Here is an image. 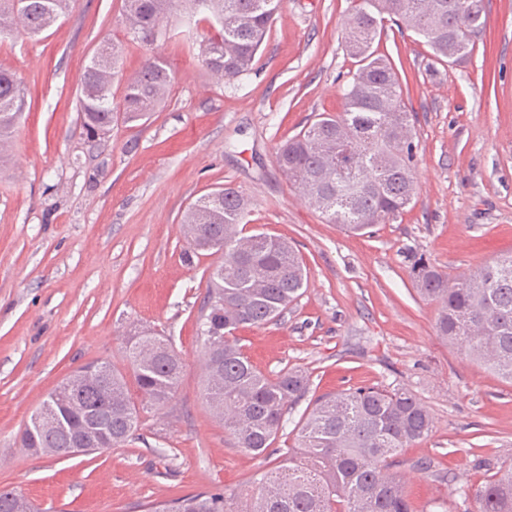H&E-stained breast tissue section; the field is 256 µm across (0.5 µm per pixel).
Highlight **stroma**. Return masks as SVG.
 <instances>
[{
    "label": "stroma",
    "mask_w": 512,
    "mask_h": 512,
    "mask_svg": "<svg viewBox=\"0 0 512 512\" xmlns=\"http://www.w3.org/2000/svg\"><path fill=\"white\" fill-rule=\"evenodd\" d=\"M350 6L283 0L253 71L233 87L203 66L207 32L184 10L145 44L128 34L122 0H73L51 29L0 43V67L21 79L27 101L0 156V489L43 512H146L199 490L239 489L277 466L284 440L260 457L241 451L202 394L197 319L217 258L188 253L180 216L225 185L252 201L247 232L287 238L308 272L280 318L236 332L264 375L309 374L286 431L326 393L412 391L434 423L397 469L418 512H464L457 490L484 479L478 458L512 460V385L437 337L438 308L412 274L417 259L456 277L512 253V0H484L483 40L457 65L386 22L376 47L416 115L417 194L363 236L326 223L275 160L280 142L342 106L355 68L344 39ZM107 39L123 50L113 96L150 54L173 83L148 122H116L90 143L77 96ZM145 329L185 362L167 407L142 414L134 435L104 454L22 447L21 430L52 389L91 361L126 370V343ZM421 459L432 473L414 469Z\"/></svg>",
    "instance_id": "1"
}]
</instances>
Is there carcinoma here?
Wrapping results in <instances>:
<instances>
[{
    "mask_svg": "<svg viewBox=\"0 0 512 512\" xmlns=\"http://www.w3.org/2000/svg\"><path fill=\"white\" fill-rule=\"evenodd\" d=\"M191 1L209 13L211 32L200 46L207 70L233 85L249 74L280 8V0H122L128 33L146 44L161 33V21ZM353 0L346 37L356 60L344 90L343 109L321 114L277 147L285 178L325 221L349 233L387 224L416 196L414 145L409 111L392 61L374 48L388 20L425 39L438 58L469 59L485 27L483 0ZM71 0H0V38L35 37L60 22ZM122 47L106 45L85 67L79 96L82 128L91 141L110 136L112 123L149 118L168 97L167 64L149 56L126 79L119 100L112 80ZM26 106L14 73L0 70V153L8 147ZM251 201L226 185L201 196L183 212L192 253L211 252L221 261L208 271L198 335L204 345L203 395L224 423L236 447L261 456L283 428L288 408L303 397L309 376L287 369L274 378L259 372L237 343L234 331L260 326L283 314L307 282V272L287 239L264 233L244 235ZM420 294L438 305L437 336L512 384V254L455 278L414 262ZM128 371L108 361L87 367L96 372L73 377L77 392L62 404L70 427L81 424L86 406H110L112 447L128 441L140 414L165 406L184 373L180 355L147 330L127 341ZM140 392L132 400L128 380ZM433 420L410 390L363 386L325 395L303 414L294 447L273 470L253 475L242 499L230 493L199 491L160 501L150 512H416L392 469L400 451L432 432ZM24 448L64 455L71 431H45L29 421L21 433ZM488 472L482 483L459 488L473 503L465 512H512V463L479 462ZM0 512H41L16 491L0 492Z\"/></svg>",
    "mask_w": 512,
    "mask_h": 512,
    "instance_id": "carcinoma-1",
    "label": "carcinoma"
}]
</instances>
